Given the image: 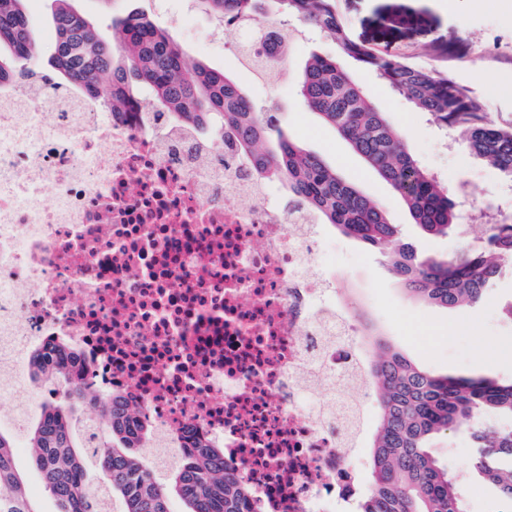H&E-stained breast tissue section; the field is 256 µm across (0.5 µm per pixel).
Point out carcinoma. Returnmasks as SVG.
Returning a JSON list of instances; mask_svg holds the SVG:
<instances>
[{"mask_svg": "<svg viewBox=\"0 0 512 512\" xmlns=\"http://www.w3.org/2000/svg\"><path fill=\"white\" fill-rule=\"evenodd\" d=\"M26 0H0V82L30 75L41 53L31 33ZM53 66L65 83L102 95L115 110L144 91L186 123L237 132V148L255 168L281 181L290 199L324 224L378 253L413 299L463 312L512 276V221L498 219L484 238L457 257L421 255L389 222L378 201L343 179L336 169L285 138L279 118L258 111L228 74L190 58L168 32L143 13L112 24L105 40L70 0H53ZM217 17H247L271 41L288 32L265 28L281 15L324 31L332 55L312 54L300 79L305 106L346 140L366 165L400 197L411 218L430 235L458 227L457 195L421 166L404 136L365 95L346 63L372 71L441 129L461 133L464 147L512 181V124L492 121L466 87L403 57L381 56L356 42L336 13V0H198ZM367 377L377 404L371 477L359 512H466L463 483L428 449L446 430L467 431L474 456L467 473L496 489L491 512H512V380L439 376L415 365L387 340H370ZM33 376L61 392L42 405L21 431L0 430V512H41L32 502L17 449H29L31 467L54 502V512H246L245 474L224 468L216 448L178 456L176 465L147 459L140 448L148 429L129 428L131 413L116 414L110 401L72 375L67 357L35 351ZM507 417L495 427L486 417Z\"/></svg>", "mask_w": 512, "mask_h": 512, "instance_id": "1", "label": "carcinoma"}]
</instances>
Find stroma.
I'll return each instance as SVG.
<instances>
[{
	"mask_svg": "<svg viewBox=\"0 0 512 512\" xmlns=\"http://www.w3.org/2000/svg\"><path fill=\"white\" fill-rule=\"evenodd\" d=\"M336 11L356 41L447 73L483 100L490 118L512 123V0H336ZM211 22V15L196 11L193 26L172 31L171 36L189 56L237 79L259 111L279 113L285 136L298 140L379 201L390 223L416 241L422 253L447 257L477 243L484 227L471 219L487 201L499 204L502 213H512V182L438 130L371 71L350 64L363 92L401 131L421 165L450 190L467 189L459 199L464 231L438 237L424 234L390 186L301 100L298 84L305 59L313 52H334L324 33L292 17L278 18V27L288 30L293 46L277 63L278 77L272 81L231 56L239 33H227L220 47L198 46ZM329 236L312 273L335 276L352 314L369 322L412 362L437 375L512 378V321L502 312L503 304L512 299V278H503L482 305L462 316L409 298L375 252L338 230H330ZM432 453L462 473L473 450L464 433L449 431L434 437Z\"/></svg>",
	"mask_w": 512,
	"mask_h": 512,
	"instance_id": "stroma-1",
	"label": "stroma"
}]
</instances>
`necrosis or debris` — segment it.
<instances>
[{"instance_id":"obj_1","label":"necrosis or debris","mask_w":512,"mask_h":512,"mask_svg":"<svg viewBox=\"0 0 512 512\" xmlns=\"http://www.w3.org/2000/svg\"><path fill=\"white\" fill-rule=\"evenodd\" d=\"M234 143L143 95L110 112L0 84V393L57 347L134 409L149 456L223 449L251 512H352L362 333L305 270L314 216L272 203ZM323 385L339 398L309 405Z\"/></svg>"}]
</instances>
